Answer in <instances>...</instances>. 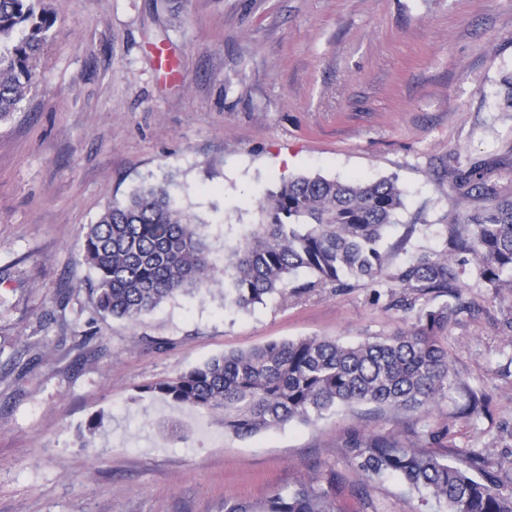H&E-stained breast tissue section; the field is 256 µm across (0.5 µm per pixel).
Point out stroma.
Listing matches in <instances>:
<instances>
[{
  "label": "stroma",
  "instance_id": "35a3bbf8",
  "mask_svg": "<svg viewBox=\"0 0 512 512\" xmlns=\"http://www.w3.org/2000/svg\"><path fill=\"white\" fill-rule=\"evenodd\" d=\"M51 2L37 84L0 121V512H223L319 463L349 474L355 430L412 427L431 451L511 469L512 348L473 279L448 351L488 411L361 406L239 438L144 386L268 342L390 336L416 310L326 288L236 311L219 275L132 323L96 309L82 244L109 204L167 177L219 264L225 226L258 223L257 198L289 176L395 179L398 236L448 223L457 163L485 162L512 194V0ZM99 413L104 428L81 443ZM339 504L422 512L391 480Z\"/></svg>",
  "mask_w": 512,
  "mask_h": 512
}]
</instances>
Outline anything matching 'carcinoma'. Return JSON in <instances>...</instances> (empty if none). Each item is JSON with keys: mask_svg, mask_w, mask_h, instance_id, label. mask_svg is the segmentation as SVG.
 I'll use <instances>...</instances> for the list:
<instances>
[{"mask_svg": "<svg viewBox=\"0 0 512 512\" xmlns=\"http://www.w3.org/2000/svg\"><path fill=\"white\" fill-rule=\"evenodd\" d=\"M56 21L46 0H0V120L17 111L34 86ZM483 170L479 161L454 169L453 217L434 230L443 248H419L404 260L397 255L420 228L408 225L384 247L403 207L394 179L299 175L282 181L257 201L260 222L232 241V228L224 229V306L248 311L269 299L286 304L318 289L341 293L360 285L377 299L387 294L396 310L430 295L454 302L422 308L410 328L357 344L312 336L226 352L144 392L218 416L224 431L242 438L310 424L339 407L427 413L454 392L467 397L462 416L487 408V395L463 380L442 343L467 311L459 294L463 276L502 302L512 299V194L500 195ZM169 185L143 186L87 225L83 260L93 274L98 311L135 322L179 295L201 291L217 272L204 225ZM469 199L489 205L469 210ZM343 447L356 480L347 483L333 467H319L259 501L226 499L224 512H341L339 491L347 487L366 500L386 478L429 512H512V473L488 470L481 453L441 455L390 432L354 433Z\"/></svg>", "mask_w": 512, "mask_h": 512, "instance_id": "cac0c4a2", "label": "carcinoma"}]
</instances>
